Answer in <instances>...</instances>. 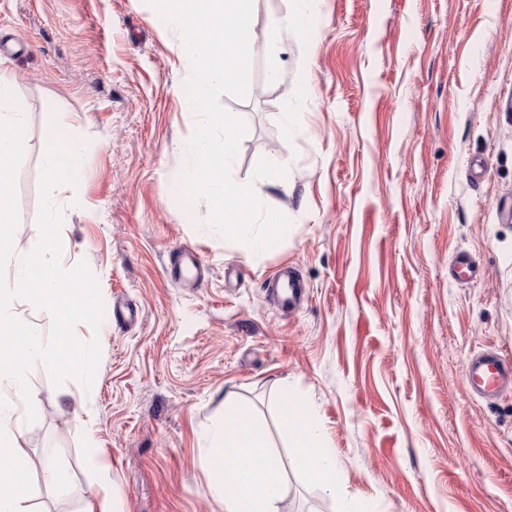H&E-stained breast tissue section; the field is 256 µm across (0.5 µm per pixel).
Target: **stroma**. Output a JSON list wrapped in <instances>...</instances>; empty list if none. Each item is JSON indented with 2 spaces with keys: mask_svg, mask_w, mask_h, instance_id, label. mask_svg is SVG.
Masks as SVG:
<instances>
[{
  "mask_svg": "<svg viewBox=\"0 0 512 512\" xmlns=\"http://www.w3.org/2000/svg\"><path fill=\"white\" fill-rule=\"evenodd\" d=\"M290 10L254 0L255 31L283 22L282 41L255 44L246 98H221L248 127L233 179L291 222L252 255L206 203L180 204L190 65L148 0H0V74L27 112L15 236L39 238L57 121L84 148L53 194L61 263L138 312L76 325L101 351L91 388L29 372L35 512H224L205 449L224 396L272 431L284 386L314 403L343 479L331 497L289 471L288 512H512V394L489 404L464 382L475 353L512 359V0H320L309 38ZM180 249L199 283L167 277ZM461 252L475 280L451 276ZM287 266L307 287L292 313L267 291ZM50 457L65 493L38 469Z\"/></svg>",
  "mask_w": 512,
  "mask_h": 512,
  "instance_id": "stroma-1",
  "label": "stroma"
}]
</instances>
